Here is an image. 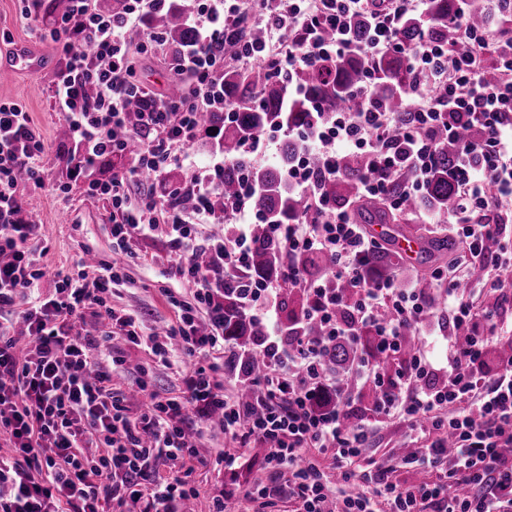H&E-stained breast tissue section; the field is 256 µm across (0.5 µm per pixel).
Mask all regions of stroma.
Instances as JSON below:
<instances>
[{"label":"stroma","instance_id":"1","mask_svg":"<svg viewBox=\"0 0 512 512\" xmlns=\"http://www.w3.org/2000/svg\"><path fill=\"white\" fill-rule=\"evenodd\" d=\"M53 76L50 70L36 75L0 73V101L19 104L29 112L49 149L46 186L36 192L39 204L35 208V219L40 226L37 245L45 250L42 263L50 278L57 272L71 271L84 254L90 253L103 260L112 257L111 207L77 190L68 194L53 190L55 184L66 178L64 151L69 146L68 140L60 136L64 122L51 107L49 85ZM137 251L138 258L132 260L126 270V282L112 290V304L142 316L146 331H159L175 319V310L166 298L167 293L189 300L196 286L192 280L175 275L165 237L139 240ZM125 356L123 375L126 382H133L141 369L146 368L150 371L155 391L165 397L179 395L180 382L175 370L154 364L146 352L136 348L126 349ZM223 445L224 436L217 430L208 433L200 442V458L192 463V484L199 491L193 501V512H211L214 498L223 494L225 487L271 479L263 454L254 451L249 454V467L234 474L209 464L210 455Z\"/></svg>","mask_w":512,"mask_h":512}]
</instances>
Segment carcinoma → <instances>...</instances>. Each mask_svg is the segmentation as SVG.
Returning a JSON list of instances; mask_svg holds the SVG:
<instances>
[{
	"instance_id": "cac0c4a2",
	"label": "carcinoma",
	"mask_w": 512,
	"mask_h": 512,
	"mask_svg": "<svg viewBox=\"0 0 512 512\" xmlns=\"http://www.w3.org/2000/svg\"><path fill=\"white\" fill-rule=\"evenodd\" d=\"M448 0H429L428 15L434 22L432 36L450 44L455 43V32L448 27ZM152 27L176 45L194 40L193 30L187 24L184 12L177 6L156 13ZM425 25L409 15L400 29L399 37L406 43L417 41ZM375 71L382 78L379 101L388 112H408L410 104L401 89L410 79L408 64L397 55H384L375 61L357 53H346L336 59L310 67L294 78H276L264 65L243 74L238 70H224V97L236 108V116L224 122V138L221 150L229 163L224 167L222 192L233 198L239 190L242 167H247L257 191L251 197L252 208L269 224H286L303 216L301 194L288 186L283 174L294 160L297 145L285 140L281 160L275 166L262 167L249 164L242 155L246 137L259 132L270 124L285 128L302 129L314 119L311 103L320 105L323 116L342 110L349 104V92L361 84L366 75ZM478 136L477 128L461 131V140L443 139L432 175L422 191L421 200L436 211L444 213L455 204L456 190L448 171L455 165L461 141ZM343 176L325 184V191L334 199L346 200L356 195L357 184L364 172V162L356 156L342 160ZM360 217L373 224L385 218L381 201L365 199L360 206ZM256 246L250 256V272L255 278H272L279 274L283 255L278 244L262 224L255 227ZM293 265L306 277L325 280L331 288L336 281L327 278L330 260L325 255L299 254L293 257ZM238 283L224 281V335L233 336L243 345L256 344L265 336L263 326L247 318L238 309L234 293ZM307 306L306 296L298 288H287L282 295V309L289 319L296 320ZM353 356L352 348L338 343L328 356V362L336 370L344 371Z\"/></svg>"
}]
</instances>
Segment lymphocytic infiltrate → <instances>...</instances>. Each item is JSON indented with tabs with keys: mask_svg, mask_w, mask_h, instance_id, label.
I'll return each instance as SVG.
<instances>
[{
	"mask_svg": "<svg viewBox=\"0 0 512 512\" xmlns=\"http://www.w3.org/2000/svg\"><path fill=\"white\" fill-rule=\"evenodd\" d=\"M427 0H252L251 8L277 35L283 55L265 45L238 41L237 61L263 59L271 73L301 70L357 50L367 56H402L412 78L405 94L411 110L397 120L377 102L376 74L352 93L357 111L336 112L327 121L288 130L298 144L285 178L305 199L306 215L294 224L268 226L282 253L330 258L335 287L303 277L285 265L277 278L251 281L253 230L263 218L250 206L255 191L242 182L236 199L224 200L223 153L203 164L189 154L200 139L221 142L223 124L200 116L235 109L224 99V36L239 29L242 11L228 0H200L190 19L197 42L175 48L157 31L130 46L128 29L146 22L172 0H125L120 15L98 0H67L66 8L36 38L57 45L63 65L51 83L54 111L70 132L69 180L62 193L81 189L112 205L115 261L77 260L57 273L51 291L41 289L45 272L32 246L38 226L28 209V188L45 183L48 151L32 118L18 104L0 103V438L13 452L0 458V512H184L198 495L187 461L197 455L204 426L218 423L230 446L216 464L232 468L259 444L276 476H287L293 512H512V355L498 358L487 375L496 342L512 334L500 308L474 309L461 293L462 280L476 287L512 286V26L502 24V0H483L484 25L471 24L466 9L448 17L464 52L421 36L403 42L398 31L408 13L425 14ZM362 19L366 36L356 42L352 23ZM163 52L170 78L192 80L190 94L164 98L133 83L131 49ZM496 70L497 81L486 78ZM143 104L141 124L126 125L133 97ZM467 122L482 131L462 146L453 171L458 188L442 221L467 249L454 265L435 269L437 287L448 294L438 311L429 292L405 288L368 265L377 248L347 206L323 189L340 177L347 156L365 159L359 196L392 209L417 198L437 157L442 137H455ZM138 142L129 154L130 142ZM131 156L129 167L105 172L114 156ZM318 157L312 169L310 157ZM182 173L168 183L170 170ZM162 180L161 191L133 193L143 174ZM194 197L190 209L179 207ZM220 224V237L199 229ZM166 236L178 274L192 279V300L172 299L175 320L164 331L143 334L138 319L108 302L125 274L124 258H136L138 238ZM206 254L200 265L198 254ZM242 278L240 311L263 323L259 345L265 369L250 377L252 401L225 391L236 380L249 349L224 333V280ZM349 285L343 297L341 285ZM302 289L309 307L282 324L284 287ZM29 342L19 346L13 319ZM322 334L307 336L308 323ZM439 331L464 327V343H451L444 357L423 324ZM374 338L375 357L359 353L363 334ZM148 350L165 367L181 361V393L160 397L145 377L131 388L114 380L125 364L115 340ZM355 350L346 379L330 374L328 353L337 343ZM375 390L374 410L411 427L414 450L407 463L420 479L401 483L393 467L366 460L372 431L355 416L351 401L362 386ZM350 426H343V419ZM169 476L153 468L156 454Z\"/></svg>",
	"mask_w": 512,
	"mask_h": 512,
	"instance_id": "obj_1",
	"label": "lymphocytic infiltrate"
}]
</instances>
